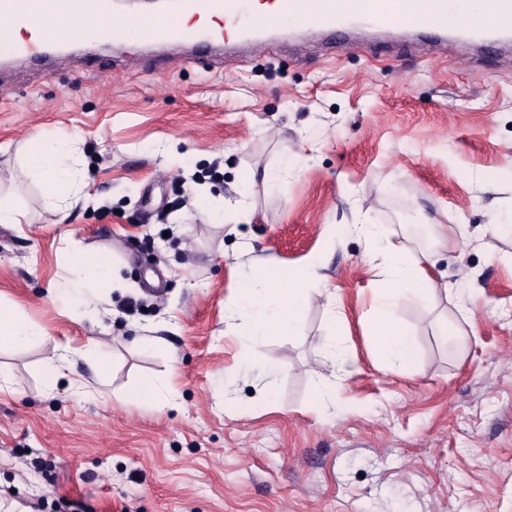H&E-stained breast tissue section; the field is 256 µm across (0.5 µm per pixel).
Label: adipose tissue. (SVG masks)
<instances>
[{
  "instance_id": "adipose-tissue-1",
  "label": "adipose tissue",
  "mask_w": 512,
  "mask_h": 512,
  "mask_svg": "<svg viewBox=\"0 0 512 512\" xmlns=\"http://www.w3.org/2000/svg\"><path fill=\"white\" fill-rule=\"evenodd\" d=\"M36 144V150L26 153L17 180L36 179L44 197L62 211L79 201H90L86 176L70 149L42 136ZM354 230L370 244L367 261L381 263L387 271L373 299L369 322L377 354L387 369L407 371L415 364L416 351L411 336L397 326L396 312L402 303L429 300L442 283L425 261L383 234L379 225L358 224ZM62 250L70 256L67 275L60 284L62 294L96 296L117 287L113 265L105 255L77 252L69 240ZM319 263L315 254L289 270L270 261L251 266L239 281L231 317L248 319L253 337L296 335L303 311L316 291L314 271Z\"/></svg>"
}]
</instances>
